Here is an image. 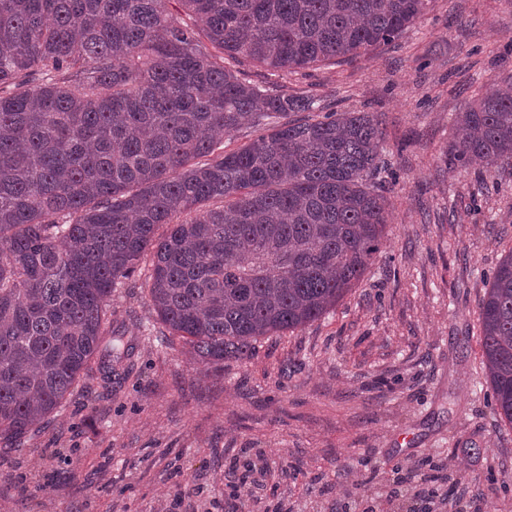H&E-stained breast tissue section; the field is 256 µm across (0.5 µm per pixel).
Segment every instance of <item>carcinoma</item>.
<instances>
[{
	"instance_id": "obj_1",
	"label": "carcinoma",
	"mask_w": 512,
	"mask_h": 512,
	"mask_svg": "<svg viewBox=\"0 0 512 512\" xmlns=\"http://www.w3.org/2000/svg\"><path fill=\"white\" fill-rule=\"evenodd\" d=\"M0 0V448L17 451L130 347L112 291L152 257L160 321L204 365L324 316L390 221L369 112L300 116L240 67L294 72L390 46L430 0ZM259 134L224 151V134ZM512 159V94L459 117L445 162ZM221 200L223 205L212 202ZM169 230L159 236L157 230ZM494 410L512 424V253L479 302Z\"/></svg>"
}]
</instances>
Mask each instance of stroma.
Returning <instances> with one entry per match:
<instances>
[{
    "label": "stroma",
    "instance_id": "35a3bbf8",
    "mask_svg": "<svg viewBox=\"0 0 512 512\" xmlns=\"http://www.w3.org/2000/svg\"><path fill=\"white\" fill-rule=\"evenodd\" d=\"M265 80L379 116L396 179L378 258L325 317L220 371L167 344L146 290L117 289L128 371L0 458V512H512L478 309L512 252V163L485 180L444 162L464 105L512 91V0H430L390 48Z\"/></svg>",
    "mask_w": 512,
    "mask_h": 512
}]
</instances>
